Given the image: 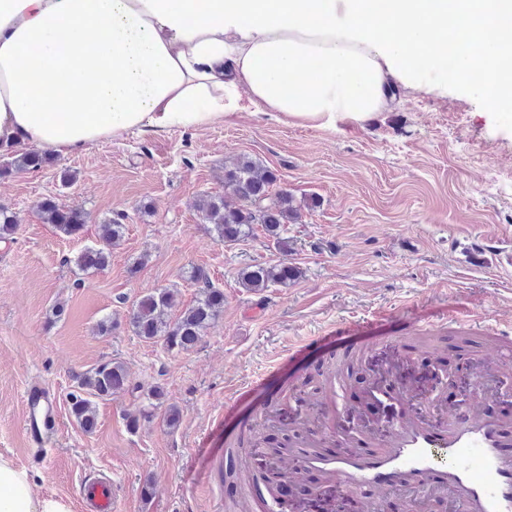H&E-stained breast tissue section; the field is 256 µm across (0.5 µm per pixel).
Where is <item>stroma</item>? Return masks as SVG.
<instances>
[{
	"mask_svg": "<svg viewBox=\"0 0 512 512\" xmlns=\"http://www.w3.org/2000/svg\"><path fill=\"white\" fill-rule=\"evenodd\" d=\"M248 157L271 169L277 188L315 199L288 225L289 253L262 229L220 242L195 202L224 192V166ZM46 197L82 208L88 228L64 237L45 224ZM0 205L18 219L0 241V457L28 471L34 494L81 512L86 476L112 481L122 512H229L215 469L226 439L252 423L257 406L283 398L326 365L325 333L354 323L395 331L436 320L450 348L411 352L408 367L464 368L484 341L444 323L448 309L482 311L512 330V266L488 243L512 249V107H493L472 72L444 59L416 86L361 124L282 123L242 102L233 118L195 129L127 131L35 171L0 178ZM126 226L105 269L79 271L71 257L96 246V224ZM288 262L302 275L255 294L238 283L250 265ZM205 267L224 292V310L194 348L177 352L133 332V302L152 288L177 291L172 315L198 293L191 267ZM62 317H54L56 305ZM387 319L375 323L374 318ZM111 319L112 333L96 325ZM122 362L125 391L97 400V426L84 432L68 399L84 373ZM256 387L241 394L248 381ZM40 383L54 398L59 429L45 450L27 447L23 393ZM163 391L151 406L149 394ZM181 414L166 422L168 407ZM140 416L130 431L127 418Z\"/></svg>",
	"mask_w": 512,
	"mask_h": 512,
	"instance_id": "35a3bbf8",
	"label": "stroma"
}]
</instances>
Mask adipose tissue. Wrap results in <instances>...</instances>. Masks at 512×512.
<instances>
[{
  "label": "adipose tissue",
  "mask_w": 512,
  "mask_h": 512,
  "mask_svg": "<svg viewBox=\"0 0 512 512\" xmlns=\"http://www.w3.org/2000/svg\"><path fill=\"white\" fill-rule=\"evenodd\" d=\"M443 57L512 104V0H0V146L68 156L211 124L243 96L279 121L361 123L389 79ZM0 512L70 509L0 457Z\"/></svg>",
  "instance_id": "ef3b65f1"
}]
</instances>
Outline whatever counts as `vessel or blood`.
<instances>
[{"label":"vessel or blood","mask_w":512,"mask_h":512,"mask_svg":"<svg viewBox=\"0 0 512 512\" xmlns=\"http://www.w3.org/2000/svg\"><path fill=\"white\" fill-rule=\"evenodd\" d=\"M464 324L486 334L488 347L468 369L470 400L447 405V428H435L425 414L408 413L377 440L376 451L348 452L342 448L338 423L333 420L316 435L308 453L290 460V467L312 479L316 491L324 495L337 487L372 490L376 497L362 504V512H382L380 493L395 487L423 498L441 488L452 490L456 512H512V416L498 406V380L512 370V334L491 328L483 314L465 319ZM434 326L429 319L403 324L393 338L356 337L351 326H341L335 334L343 346L335 357L362 355L394 341L410 345ZM411 390L395 370L388 369L380 374L374 394L377 400L389 402ZM21 429L34 448L47 447L56 437V403L44 386L33 385L25 392ZM79 496L84 512H119L107 478L82 481ZM286 496L283 489L268 492L252 500L250 512H284Z\"/></svg>","instance_id":"1"}]
</instances>
